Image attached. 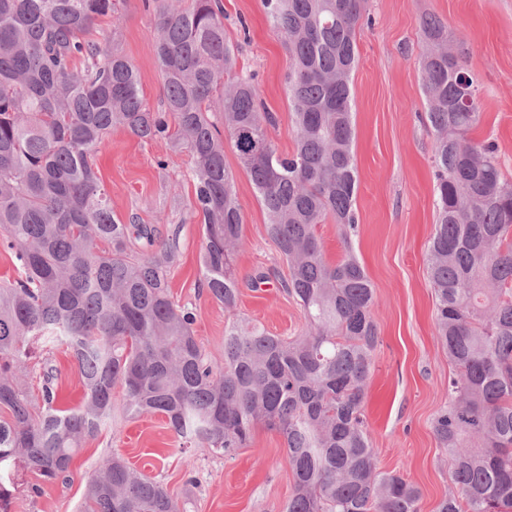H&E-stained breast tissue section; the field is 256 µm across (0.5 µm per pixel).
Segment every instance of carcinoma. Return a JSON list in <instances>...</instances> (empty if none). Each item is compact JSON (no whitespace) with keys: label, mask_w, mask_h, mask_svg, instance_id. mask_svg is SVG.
Returning <instances> with one entry per match:
<instances>
[{"label":"carcinoma","mask_w":512,"mask_h":512,"mask_svg":"<svg viewBox=\"0 0 512 512\" xmlns=\"http://www.w3.org/2000/svg\"><path fill=\"white\" fill-rule=\"evenodd\" d=\"M116 0H0V243L20 263L0 286V512L21 470L68 476L85 439L112 421L161 414L179 449L243 448L262 424L286 445L294 489L286 512H420L419 490L378 468L364 419L378 345L374 288L354 255L358 174L352 152L351 74L364 0H263L288 48L295 150L269 137L276 116L255 76L236 71L219 0L155 5L154 46L166 108L152 112L140 76L115 42L84 34ZM425 119L435 132L436 224L426 252L435 326L454 372L433 422L454 490L439 512H512V184L481 119L461 57L441 48L448 28L422 21ZM230 135L267 211L264 231L288 267L281 287L303 312L294 338L257 324L224 330V366L195 336L169 274L179 230L167 236L112 214L95 156L112 130L166 139L192 158V214L201 217V286L232 311L243 243ZM338 226L344 252L324 256L318 226ZM64 345L83 398L57 406L50 368L33 392L30 346ZM81 512H183L155 478L117 452L88 481Z\"/></svg>","instance_id":"1"}]
</instances>
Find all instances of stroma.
<instances>
[{
    "instance_id": "35a3bbf8",
    "label": "stroma",
    "mask_w": 512,
    "mask_h": 512,
    "mask_svg": "<svg viewBox=\"0 0 512 512\" xmlns=\"http://www.w3.org/2000/svg\"><path fill=\"white\" fill-rule=\"evenodd\" d=\"M220 4L238 69L256 74L260 97L277 117L270 136L279 152L292 153L288 52L274 35L262 0ZM365 15L351 75L358 224L347 243L375 291L379 344L364 415L380 470L399 473L419 489L421 512H438L451 488L450 463L432 424L447 401L453 365L436 332L426 264L436 223L435 135L422 121L428 103L420 28L429 16L447 26L478 87L481 122L472 137L497 144L501 171L512 183V0H366ZM155 21L142 0H123L114 17L95 21L90 36L98 41L116 36L140 74L145 103L157 111L164 109L165 97L149 37ZM224 161L235 176L244 239L236 256L239 302L230 313L199 286L203 239L200 224L187 214L194 196L187 177L190 154L169 141H143L116 129L95 158L120 221L179 225L180 258L171 292L176 303L195 309L196 334L218 367L224 364V330L233 322L257 323L283 337L297 336L304 325L299 305L280 287L288 269L264 232L267 213L232 143L224 145ZM318 234L326 258L337 260L347 244L336 224L321 225ZM45 361L56 370L60 405L80 403V375L65 347L37 343L33 363ZM114 451L160 481L184 512H284L293 492L284 439L276 431L257 427L247 447L230 457L182 451L165 417L154 414L102 427L74 457L67 478L46 481L25 472L9 512H77L88 479Z\"/></svg>"
}]
</instances>
